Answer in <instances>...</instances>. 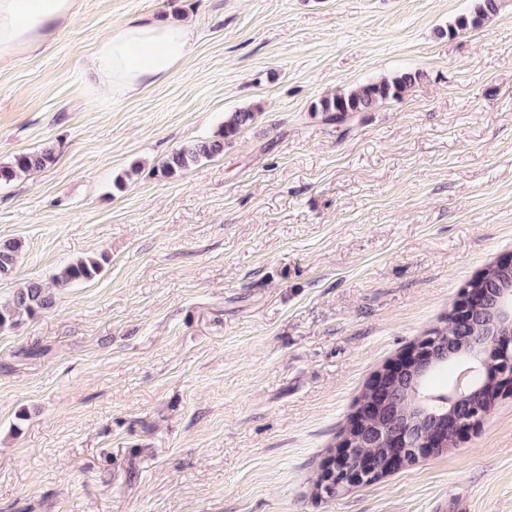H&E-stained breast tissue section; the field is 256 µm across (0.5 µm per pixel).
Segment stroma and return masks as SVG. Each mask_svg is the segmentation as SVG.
Segmentation results:
<instances>
[{
    "label": "stroma",
    "instance_id": "obj_1",
    "mask_svg": "<svg viewBox=\"0 0 512 512\" xmlns=\"http://www.w3.org/2000/svg\"><path fill=\"white\" fill-rule=\"evenodd\" d=\"M75 0L0 70V186L52 309L0 331V512H512V394L448 452L313 493L363 387L512 257V0ZM136 15L190 23L132 98L85 61ZM403 99L324 122L321 97L402 72ZM255 121L173 177L155 166ZM138 175H131V168ZM106 254L91 281L61 266ZM499 0H473V7L469 14L461 15L453 24L448 25L447 34L452 37L459 31L476 27L485 20L494 16L498 11ZM252 109H239L232 112L224 121V126L211 138L195 140L174 149L161 163L158 172L163 177H173L178 172L187 170L201 158H212L224 152V144L237 136L255 119ZM55 159V152L50 147L17 154L11 162L0 164V185L13 182L22 173L41 171Z\"/></svg>",
    "mask_w": 512,
    "mask_h": 512
}]
</instances>
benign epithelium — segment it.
Returning <instances> with one entry per match:
<instances>
[{
    "label": "benign epithelium",
    "mask_w": 512,
    "mask_h": 512,
    "mask_svg": "<svg viewBox=\"0 0 512 512\" xmlns=\"http://www.w3.org/2000/svg\"><path fill=\"white\" fill-rule=\"evenodd\" d=\"M453 321L475 324V329L491 336L490 342L477 346L476 368L484 379L498 384L499 392L512 390V290L502 289L496 303L489 302L484 288L465 287L462 298L453 309ZM455 354L454 345L446 336H426L410 348L396 362L377 372L372 381L375 400L380 408L390 407L384 419L369 430L361 431L360 439L366 446L384 445L387 453L379 458L373 455L353 454V444L345 442L336 455L328 459L322 470V486H331L338 492L361 485L381 473L414 463L434 455L447 447V439L457 438L476 428L487 416L486 409L467 407L466 416L452 415L441 423L424 430L397 423L399 409L391 406L393 386L389 382L400 378L412 380L409 397L421 403L422 379L436 365Z\"/></svg>",
    "instance_id": "7a95c632"
}]
</instances>
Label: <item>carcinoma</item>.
<instances>
[{"label": "carcinoma", "instance_id": "cac0c4a2", "mask_svg": "<svg viewBox=\"0 0 512 512\" xmlns=\"http://www.w3.org/2000/svg\"><path fill=\"white\" fill-rule=\"evenodd\" d=\"M498 0H473L469 14L461 15L448 25V36L476 27L494 16L498 11ZM418 72H402L392 78H384L357 89L325 96L313 105V111L320 112L328 121L342 122L356 113L371 112L383 102L403 98L405 93L420 80ZM252 109H239L231 113L224 126L210 138L195 140L174 149L161 163L158 172L166 178L188 169L202 158H212L224 153V144L237 136L255 119ZM55 161V152L50 147L23 152L15 155L9 163L0 164V185L13 182L22 173L40 171ZM23 248L22 241L0 239V279L11 276ZM102 270L101 262L94 257L79 258L63 266L55 275L57 284L87 282L94 279ZM54 306V296L41 284L30 282L18 288L11 298L0 302V331L15 326L19 318H33ZM431 333H442L456 337V343H465V337L473 335L467 326H456L451 317L444 319L442 328H434Z\"/></svg>", "mask_w": 512, "mask_h": 512}]
</instances>
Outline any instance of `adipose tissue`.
I'll use <instances>...</instances> for the list:
<instances>
[{"label": "adipose tissue", "mask_w": 512, "mask_h": 512, "mask_svg": "<svg viewBox=\"0 0 512 512\" xmlns=\"http://www.w3.org/2000/svg\"><path fill=\"white\" fill-rule=\"evenodd\" d=\"M74 0H0V64L45 44ZM193 41L189 24L134 16L102 39L87 59L100 89L132 97L168 80Z\"/></svg>", "instance_id": "1"}]
</instances>
